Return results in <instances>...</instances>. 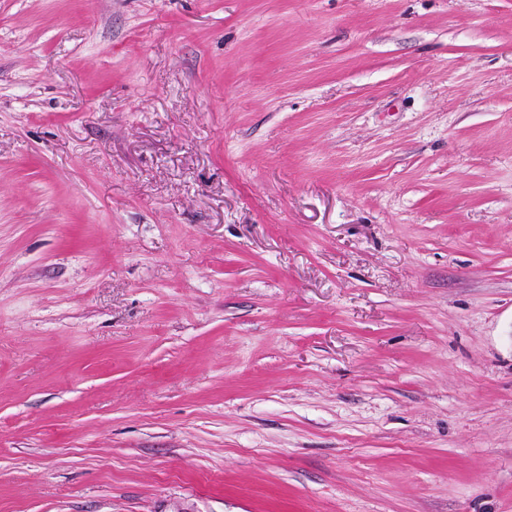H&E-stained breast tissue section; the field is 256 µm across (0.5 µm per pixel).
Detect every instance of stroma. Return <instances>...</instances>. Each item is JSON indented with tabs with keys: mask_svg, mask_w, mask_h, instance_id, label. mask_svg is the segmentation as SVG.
<instances>
[{
	"mask_svg": "<svg viewBox=\"0 0 512 512\" xmlns=\"http://www.w3.org/2000/svg\"><path fill=\"white\" fill-rule=\"evenodd\" d=\"M0 512H512V0H0Z\"/></svg>",
	"mask_w": 512,
	"mask_h": 512,
	"instance_id": "stroma-1",
	"label": "stroma"
}]
</instances>
